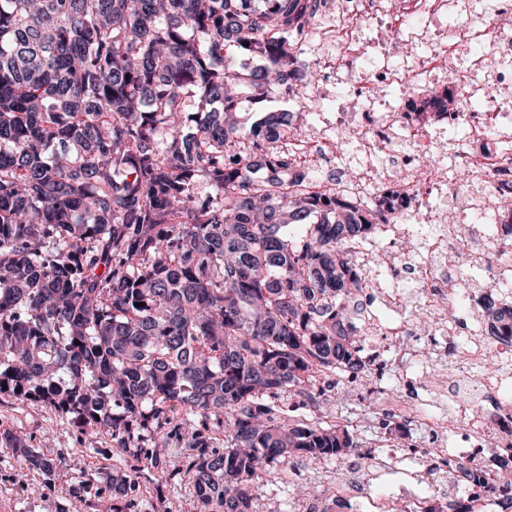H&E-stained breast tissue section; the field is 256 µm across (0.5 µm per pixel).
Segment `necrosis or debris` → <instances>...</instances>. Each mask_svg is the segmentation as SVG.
Masks as SVG:
<instances>
[{"label":"necrosis or debris","instance_id":"necrosis-or-debris-1","mask_svg":"<svg viewBox=\"0 0 512 512\" xmlns=\"http://www.w3.org/2000/svg\"><path fill=\"white\" fill-rule=\"evenodd\" d=\"M288 39L312 78L287 97L307 133L274 143L291 160L285 186L391 209L349 246L364 369L336 381L373 390L407 433L378 435L370 465L327 480L323 496L347 512H426L453 489L493 512L494 464L512 458V343L496 342L482 295L452 268L489 277L499 308L512 307L499 256L512 243V0H322ZM447 84L458 97L446 112L396 98ZM385 471L404 482L381 489Z\"/></svg>","mask_w":512,"mask_h":512}]
</instances>
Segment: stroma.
<instances>
[{
    "label": "stroma",
    "mask_w": 512,
    "mask_h": 512,
    "mask_svg": "<svg viewBox=\"0 0 512 512\" xmlns=\"http://www.w3.org/2000/svg\"><path fill=\"white\" fill-rule=\"evenodd\" d=\"M0 421L30 436L37 451L52 457L54 476H38L21 469L9 453H0V512H112V485L127 480L124 472H105L111 457L106 445L80 446L76 430L52 409L38 402L24 404L0 397ZM323 463L306 459L295 467L278 468L274 478L254 500L253 512H295L293 487L308 486L321 492L318 472ZM140 512H200L188 482L166 481L159 470L142 469Z\"/></svg>",
    "instance_id": "stroma-1"
}]
</instances>
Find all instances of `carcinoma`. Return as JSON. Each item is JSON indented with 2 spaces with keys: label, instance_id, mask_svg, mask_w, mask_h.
Instances as JSON below:
<instances>
[{
  "label": "carcinoma",
  "instance_id": "cac0c4a2",
  "mask_svg": "<svg viewBox=\"0 0 512 512\" xmlns=\"http://www.w3.org/2000/svg\"><path fill=\"white\" fill-rule=\"evenodd\" d=\"M317 2L0 0V394L189 479L212 512H251L270 464L343 460L377 415L298 414L336 365L362 370L346 243L371 219L283 190L271 142L299 121L244 128L228 88L259 104L289 79L288 29ZM228 54L259 64L227 73ZM0 448L54 471L2 422Z\"/></svg>",
  "mask_w": 512,
  "mask_h": 512
}]
</instances>
